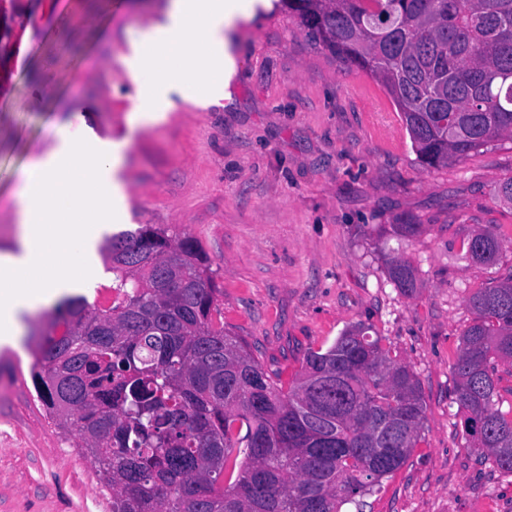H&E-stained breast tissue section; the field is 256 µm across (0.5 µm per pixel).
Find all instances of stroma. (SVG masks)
Returning <instances> with one entry per match:
<instances>
[{
	"instance_id": "obj_1",
	"label": "stroma",
	"mask_w": 512,
	"mask_h": 512,
	"mask_svg": "<svg viewBox=\"0 0 512 512\" xmlns=\"http://www.w3.org/2000/svg\"><path fill=\"white\" fill-rule=\"evenodd\" d=\"M167 0H14L20 53L0 49V250L17 233L21 169L55 157L59 132L85 120L97 142L129 138L128 197L108 234L165 224L198 239L223 290L219 320L264 368L295 379L309 350L370 325L416 373L422 440L365 499L364 512H512V473L481 459L454 396L468 298L512 271V139L430 168L412 149L383 85L315 44L282 0L257 10L231 44L236 73L223 106L179 102L166 122L129 132L135 87L121 62L143 14ZM98 81L81 72L99 57ZM381 224H418L406 239ZM490 228L498 264L472 262L470 235ZM409 261L418 291L390 280L388 254ZM30 349H0V512H112L97 468L76 454L38 401Z\"/></svg>"
}]
</instances>
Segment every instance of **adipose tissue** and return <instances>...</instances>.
<instances>
[{
    "label": "adipose tissue",
    "instance_id": "1",
    "mask_svg": "<svg viewBox=\"0 0 512 512\" xmlns=\"http://www.w3.org/2000/svg\"><path fill=\"white\" fill-rule=\"evenodd\" d=\"M254 0H170L166 21L136 33L124 58L136 88L129 130L164 121L175 98L221 105L235 70L230 36L251 19ZM127 140L86 144L79 126L62 139L51 162L19 174V232L0 252V347L21 350L26 314L45 309L96 274L90 226L108 223L125 195L118 172Z\"/></svg>",
    "mask_w": 512,
    "mask_h": 512
}]
</instances>
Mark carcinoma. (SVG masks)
I'll return each mask as SVG.
<instances>
[{"label":"carcinoma","mask_w":512,"mask_h":512,"mask_svg":"<svg viewBox=\"0 0 512 512\" xmlns=\"http://www.w3.org/2000/svg\"><path fill=\"white\" fill-rule=\"evenodd\" d=\"M318 45L369 71L431 166L512 138V0H288ZM419 224H388L398 239ZM109 307L68 298L30 346L50 419L81 440L112 512H341L398 471L422 439L419 380L363 324L306 353L283 389L246 340L213 324L218 287L198 240L144 224L105 240ZM489 229L469 258L497 263ZM401 293L416 269L387 260ZM474 314L454 366L463 428L480 456L512 472V418L496 365L512 363V273L468 298ZM71 327L68 336L59 326ZM62 366L68 377L56 378Z\"/></svg>","instance_id":"obj_1"}]
</instances>
